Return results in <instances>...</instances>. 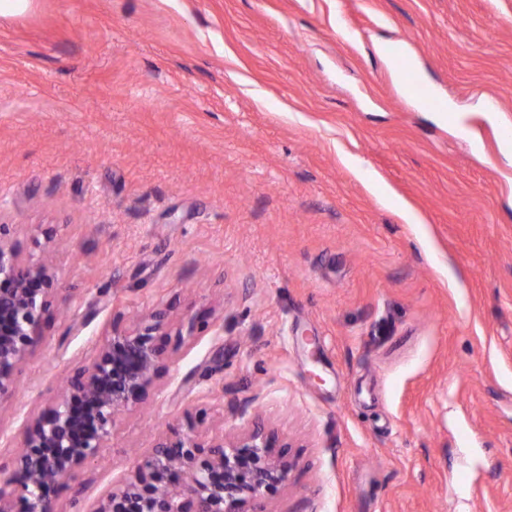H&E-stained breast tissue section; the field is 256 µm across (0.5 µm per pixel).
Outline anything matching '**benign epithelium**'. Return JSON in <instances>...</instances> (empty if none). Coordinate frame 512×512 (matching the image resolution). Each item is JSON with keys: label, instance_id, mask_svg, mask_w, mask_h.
<instances>
[{"label": "benign epithelium", "instance_id": "benign-epithelium-1", "mask_svg": "<svg viewBox=\"0 0 512 512\" xmlns=\"http://www.w3.org/2000/svg\"><path fill=\"white\" fill-rule=\"evenodd\" d=\"M0 224V407L16 393L18 374L50 323L55 276L47 263L30 265ZM112 319V335L92 347L67 376L60 395L24 419L23 443L12 467L0 470V512H55L65 480L90 464L120 416L148 392L172 380L166 336L170 308L155 309L130 326ZM241 406L242 432L198 434L170 425L92 505L90 512H269L261 501L288 485L296 462L289 443L255 412Z\"/></svg>", "mask_w": 512, "mask_h": 512}]
</instances>
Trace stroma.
<instances>
[{
  "instance_id": "obj_1",
  "label": "stroma",
  "mask_w": 512,
  "mask_h": 512,
  "mask_svg": "<svg viewBox=\"0 0 512 512\" xmlns=\"http://www.w3.org/2000/svg\"><path fill=\"white\" fill-rule=\"evenodd\" d=\"M511 130L512 0L0 16V224L58 288L0 410V465L113 312L167 306L175 381L56 512L78 488L91 506L166 424L233 436L247 400L298 460L271 512H512ZM206 312L220 339L183 334Z\"/></svg>"
}]
</instances>
